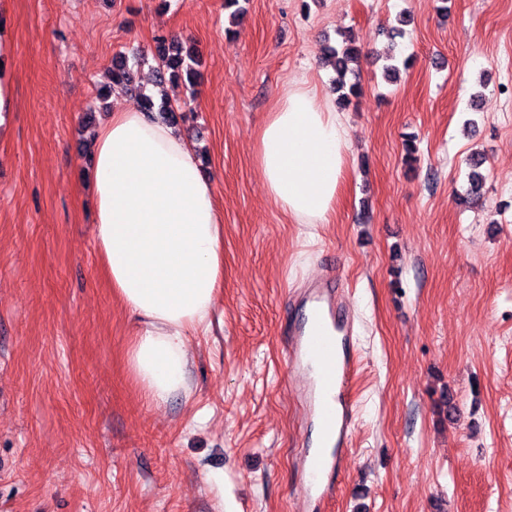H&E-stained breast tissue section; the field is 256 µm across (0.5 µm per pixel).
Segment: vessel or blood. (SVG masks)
Segmentation results:
<instances>
[{
	"mask_svg": "<svg viewBox=\"0 0 512 512\" xmlns=\"http://www.w3.org/2000/svg\"><path fill=\"white\" fill-rule=\"evenodd\" d=\"M296 308L298 329L285 362L304 378L310 422L320 442L300 457L299 493L307 512H321L336 493V476L343 468L354 418L348 392L357 360L340 353L353 321L343 302L340 281L334 277L312 285Z\"/></svg>",
	"mask_w": 512,
	"mask_h": 512,
	"instance_id": "1",
	"label": "vessel or blood"
}]
</instances>
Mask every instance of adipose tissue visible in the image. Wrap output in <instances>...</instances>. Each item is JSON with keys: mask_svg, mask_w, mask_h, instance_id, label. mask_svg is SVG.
<instances>
[{"mask_svg": "<svg viewBox=\"0 0 512 512\" xmlns=\"http://www.w3.org/2000/svg\"><path fill=\"white\" fill-rule=\"evenodd\" d=\"M349 145L315 86L288 85L254 148L268 198L296 223H329ZM93 158L95 247L134 320L127 365L144 399L161 405L186 390L188 338L208 325L224 283L214 184L174 126L132 107L112 112Z\"/></svg>", "mask_w": 512, "mask_h": 512, "instance_id": "1", "label": "adipose tissue"}]
</instances>
